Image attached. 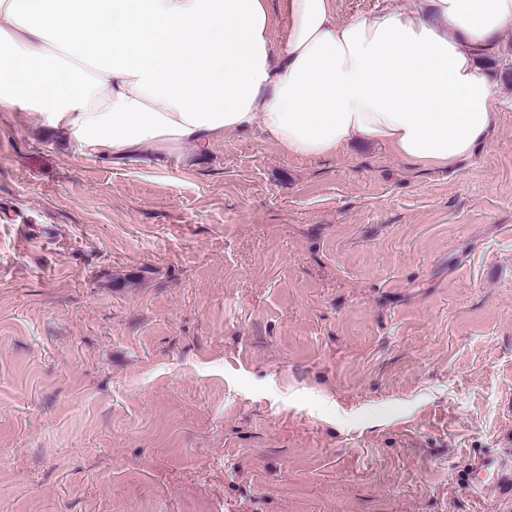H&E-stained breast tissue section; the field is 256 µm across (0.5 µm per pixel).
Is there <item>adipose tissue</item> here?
Masks as SVG:
<instances>
[{
  "mask_svg": "<svg viewBox=\"0 0 512 512\" xmlns=\"http://www.w3.org/2000/svg\"><path fill=\"white\" fill-rule=\"evenodd\" d=\"M283 6L277 42L268 0H0V112L111 162L254 128L292 156L375 141L425 168L485 140L500 100L480 63L512 0L345 22L333 0Z\"/></svg>",
  "mask_w": 512,
  "mask_h": 512,
  "instance_id": "obj_1",
  "label": "adipose tissue"
}]
</instances>
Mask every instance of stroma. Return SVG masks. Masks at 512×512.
Instances as JSON below:
<instances>
[{"label":"stroma","mask_w":512,"mask_h":512,"mask_svg":"<svg viewBox=\"0 0 512 512\" xmlns=\"http://www.w3.org/2000/svg\"><path fill=\"white\" fill-rule=\"evenodd\" d=\"M497 121L377 143L73 156L0 116V512H512V28ZM485 477L478 480V475ZM464 481L477 498L495 493H512V465L492 451L472 456L466 466Z\"/></svg>","instance_id":"stroma-1"}]
</instances>
